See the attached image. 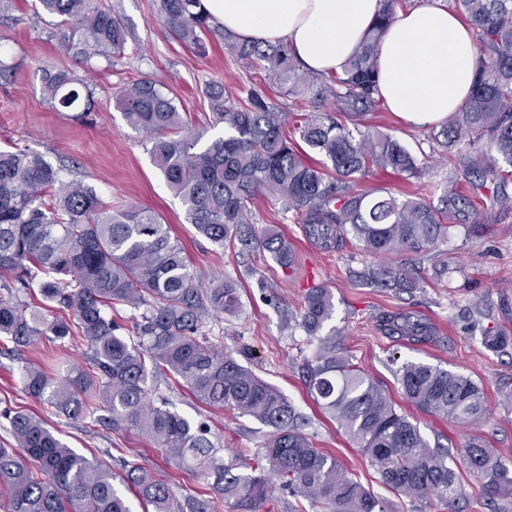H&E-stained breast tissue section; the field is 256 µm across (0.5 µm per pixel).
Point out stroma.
<instances>
[{"label":"stroma","mask_w":512,"mask_h":512,"mask_svg":"<svg viewBox=\"0 0 512 512\" xmlns=\"http://www.w3.org/2000/svg\"><path fill=\"white\" fill-rule=\"evenodd\" d=\"M102 2L130 34L124 55L110 62L86 63L63 51L56 18L37 10L35 0H13L0 14V58L15 67L13 82L0 85V147H26L54 167L85 175L109 204L152 209L185 248L198 283L206 287L221 279L234 281L240 290V310L233 316L206 314L203 332L284 392L306 417L305 432L313 444L335 456L349 476L388 502L393 512H491L480 479L463 466L458 469L462 494L452 502L416 498L384 485L367 457L308 394L298 366L313 356L318 341L306 335L298 322L307 289L317 284L329 288L335 313L327 327L335 331L338 347L391 396L398 412L417 422L430 443L441 444L452 454H459L469 438L477 436L512 466V345L492 351L483 341L485 330L512 322L503 310L504 305H512V212L481 235L454 230L436 247L404 256L406 268L424 281L422 287L408 291L362 286L354 273L375 265L376 257L351 247L330 253L317 249L292 216L268 196L256 201L257 223L262 228L280 227L299 258L295 270L280 268L260 251L217 247L187 223L181 201L151 161L148 141L127 125L116 97L140 79L159 81L195 127L210 111L203 93L206 83L220 80L235 91L249 86L255 74L220 37L212 38L203 58L174 40L157 16L156 0ZM48 66L86 80L95 102L88 120H76L73 111L52 107L41 80ZM365 122L398 139L417 157L425 172L426 193L438 199L457 164L432 144L428 128L410 125L385 107L367 113ZM383 310H401L427 320L437 329L435 340L409 346L382 335L376 317ZM84 353L81 345L62 348L40 342L18 357L0 355V408L9 404L45 418L69 448L85 457L109 448L116 460L138 462L166 482L176 499L206 497L210 484L206 472L165 459L139 431H113L88 419L56 416L26 394V364L57 377L83 365ZM408 361L471 378L484 391L485 416L463 425L417 411L403 398L397 380L399 368ZM148 385L154 396L170 400L173 411L191 422L208 423L224 458L235 460L240 472H249L269 427L207 407L170 375H156Z\"/></svg>","instance_id":"stroma-1"}]
</instances>
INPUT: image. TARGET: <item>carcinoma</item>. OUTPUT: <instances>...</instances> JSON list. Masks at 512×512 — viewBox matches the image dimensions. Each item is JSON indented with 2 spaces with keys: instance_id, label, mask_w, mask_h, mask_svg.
Listing matches in <instances>:
<instances>
[{
  "instance_id": "obj_1",
  "label": "carcinoma",
  "mask_w": 512,
  "mask_h": 512,
  "mask_svg": "<svg viewBox=\"0 0 512 512\" xmlns=\"http://www.w3.org/2000/svg\"><path fill=\"white\" fill-rule=\"evenodd\" d=\"M39 8L79 33L61 47L85 61L110 60L125 52L128 33L96 0H38ZM404 0H381L372 26L339 73L312 76L300 70L284 44L243 42L217 26L201 0H159L158 14L171 36L198 56L208 54L211 35L254 71L263 73L234 96L224 83L205 85L212 120L192 137L181 135L186 120L175 98L153 79L119 92L118 108L127 124L151 143L154 166L180 199L187 223L224 248L255 246L282 268L293 269L296 252L274 230L252 233V204L267 194L295 215L307 240L324 251L351 243L385 262L359 274L376 288L411 290L420 278L392 257L418 254L448 239L452 228L483 230L486 219L512 209V0H453L452 8L473 28L477 64L467 105L453 113L431 140L460 154V175L449 180L439 204L421 192L423 168L414 154L388 134L364 125L366 113L383 103L379 93L378 51L388 25ZM43 91L54 107L68 110L83 101L79 119L93 112L90 90L64 70L43 69ZM305 109L284 112L269 93L271 85ZM332 100L336 109L324 108ZM224 135L196 145L210 130ZM375 170L390 172L415 191L362 190L356 178ZM0 272L9 297L0 298V349L15 353L39 338L63 346L87 347L84 368L60 379L27 366V394L68 419H91L113 430L137 429L178 464L214 475L215 500L173 499L167 485L135 462H125L122 482L151 512H214V502L231 501L238 512H277L287 492L322 505L323 512H390L341 463L313 445L304 418L288 397L201 331L206 308L235 314L238 288L219 282L195 284L184 248L168 225L137 205L113 207L86 181L67 180L41 156L15 147L0 150ZM38 289L35 309L16 292ZM118 305L144 309L135 322L141 341L120 334L110 312ZM333 295L308 288L300 325L319 338L299 375L314 401L330 414L353 445L368 457L381 480L404 494L440 500L460 494L448 452L430 447L419 427L395 409L391 398L341 355L336 339L320 336L332 320ZM378 329L406 344L433 340V326L410 314L382 311ZM512 343V331L488 329L493 351ZM165 371L211 407L229 410L272 428L251 473L224 462L203 423L193 424L151 403L148 376ZM403 395L418 410L459 424L485 412L484 393L470 378L423 362L401 366ZM0 418L15 447H0V512H131L114 486L116 476L102 461H90L67 447L46 422L6 407ZM463 463L484 480L491 502L512 498V469L474 436L463 448Z\"/></svg>"
}]
</instances>
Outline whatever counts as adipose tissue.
<instances>
[{"mask_svg": "<svg viewBox=\"0 0 512 512\" xmlns=\"http://www.w3.org/2000/svg\"><path fill=\"white\" fill-rule=\"evenodd\" d=\"M240 40L284 43L315 75L340 71L375 21L380 0H201ZM379 92L409 124L444 121L467 102L476 66L473 30L428 0L398 11L378 52Z\"/></svg>", "mask_w": 512, "mask_h": 512, "instance_id": "adipose-tissue-1", "label": "adipose tissue"}]
</instances>
